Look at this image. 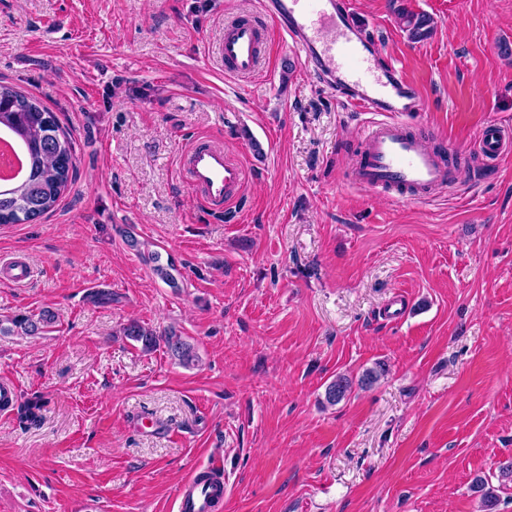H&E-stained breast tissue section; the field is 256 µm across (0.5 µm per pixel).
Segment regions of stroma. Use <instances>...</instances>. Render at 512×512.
I'll list each match as a JSON object with an SVG mask.
<instances>
[{"label":"stroma","instance_id":"35a3bbf8","mask_svg":"<svg viewBox=\"0 0 512 512\" xmlns=\"http://www.w3.org/2000/svg\"><path fill=\"white\" fill-rule=\"evenodd\" d=\"M259 2L0 0V81L55 113L76 165L53 212L0 224V259L34 270L0 283V318L57 317L0 336V380L19 388L0 414V512H177L215 458L221 512H484L479 476L512 512V161L474 149L486 124L512 132V0H351L417 87L427 145L454 155L455 184L421 204L346 180L364 118L280 35L268 76L225 74L224 23ZM402 9L432 35L411 41ZM193 135L242 154L236 211L184 186ZM398 295L408 313L387 322ZM131 319L175 328L198 362L143 352ZM339 375L355 384L327 405ZM55 316L50 311L40 312L38 315L17 314L11 318L0 320V334L35 336L51 327Z\"/></svg>","mask_w":512,"mask_h":512}]
</instances>
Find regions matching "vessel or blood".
<instances>
[{"label": "vessel or blood", "instance_id": "1", "mask_svg": "<svg viewBox=\"0 0 512 512\" xmlns=\"http://www.w3.org/2000/svg\"><path fill=\"white\" fill-rule=\"evenodd\" d=\"M269 27L246 17L228 22L218 53L226 73L252 78L265 68L269 31L290 39L331 92L368 119L361 132L363 151L348 174L351 184L391 190L396 200L426 203L454 183L456 172L438 147L411 131L410 113L418 111L417 87L390 61L373 54V38L355 22L348 0H261ZM478 150L495 161L512 153V142L494 123L484 126ZM178 166L191 195L207 210L237 204L247 180L242 158L224 150L222 141L198 138L181 146ZM178 512H214L213 492L188 479L177 496Z\"/></svg>", "mask_w": 512, "mask_h": 512}]
</instances>
